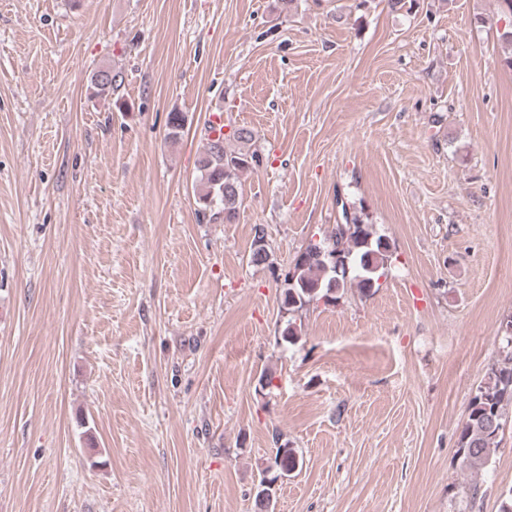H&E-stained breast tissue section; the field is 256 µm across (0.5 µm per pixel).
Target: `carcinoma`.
Here are the masks:
<instances>
[{
  "label": "carcinoma",
  "instance_id": "cac0c4a2",
  "mask_svg": "<svg viewBox=\"0 0 512 512\" xmlns=\"http://www.w3.org/2000/svg\"><path fill=\"white\" fill-rule=\"evenodd\" d=\"M100 73L104 78L99 82L90 79V89L93 96L108 98L117 89L120 75L109 67H102L93 75ZM253 139V132L245 127L208 139L198 159L200 178L194 186L199 212L208 221L231 224L236 220L242 199V176L260 163L257 151L249 148ZM231 140L239 143V148H229L227 142ZM341 216L342 222L332 225L322 238L300 249L283 274L281 312L288 318L282 336L290 341L297 340L301 332L296 314L320 301L336 303L350 288L358 289L364 296L374 293L391 263L390 239L367 223L363 212L343 201ZM251 262L272 264L261 227L255 229ZM500 345L498 359L469 401L467 416L457 437V454L462 465L472 470L490 465L506 424V411L512 408V332L503 330ZM273 440L278 443L274 464L285 475L299 464L296 449L279 443L277 434L273 435ZM276 480L275 476L261 478L256 494L259 512H266L271 506Z\"/></svg>",
  "mask_w": 512,
  "mask_h": 512
}]
</instances>
